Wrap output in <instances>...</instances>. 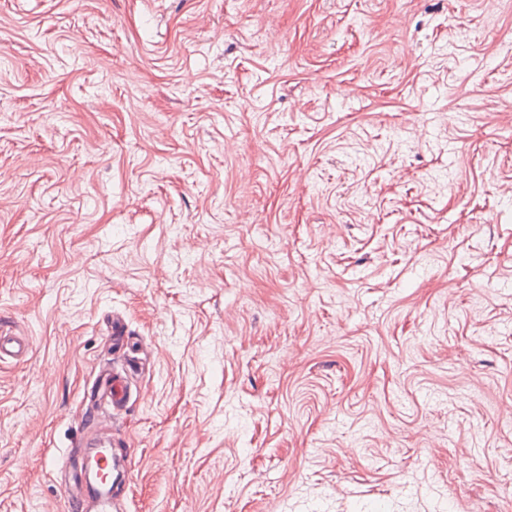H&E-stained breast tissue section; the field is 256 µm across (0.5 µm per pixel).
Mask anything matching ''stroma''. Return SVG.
<instances>
[{"instance_id": "1", "label": "stroma", "mask_w": 512, "mask_h": 512, "mask_svg": "<svg viewBox=\"0 0 512 512\" xmlns=\"http://www.w3.org/2000/svg\"><path fill=\"white\" fill-rule=\"evenodd\" d=\"M114 313L125 512H512V0H0V512ZM32 343L23 336H10L5 330L0 331V362L5 357L26 356Z\"/></svg>"}]
</instances>
